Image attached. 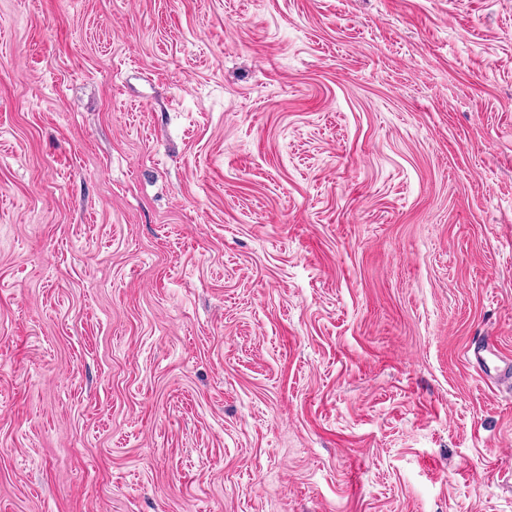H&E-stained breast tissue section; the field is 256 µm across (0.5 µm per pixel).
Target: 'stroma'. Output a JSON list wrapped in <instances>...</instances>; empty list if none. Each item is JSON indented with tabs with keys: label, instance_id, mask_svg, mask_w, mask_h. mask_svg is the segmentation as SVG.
I'll list each match as a JSON object with an SVG mask.
<instances>
[{
	"label": "stroma",
	"instance_id": "stroma-1",
	"mask_svg": "<svg viewBox=\"0 0 512 512\" xmlns=\"http://www.w3.org/2000/svg\"><path fill=\"white\" fill-rule=\"evenodd\" d=\"M512 0H0V512H512ZM468 357L477 362V364L483 368L487 376H498L497 379L505 380L511 379L510 375L511 362L509 358L503 359L496 354L495 345L491 342L481 346H475L473 349H468Z\"/></svg>",
	"mask_w": 512,
	"mask_h": 512
}]
</instances>
